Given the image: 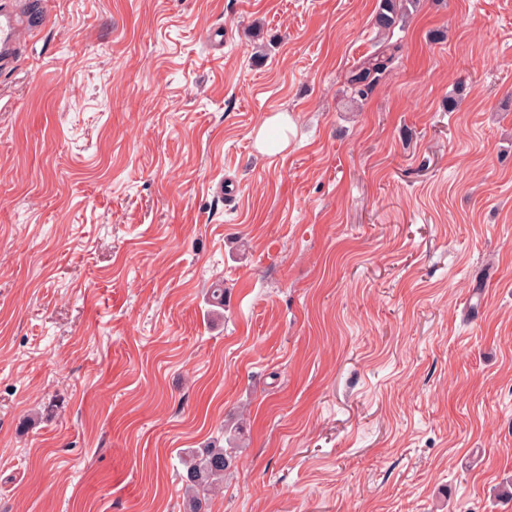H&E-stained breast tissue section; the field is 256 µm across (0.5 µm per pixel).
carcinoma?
I'll use <instances>...</instances> for the list:
<instances>
[{"mask_svg":"<svg viewBox=\"0 0 512 512\" xmlns=\"http://www.w3.org/2000/svg\"><path fill=\"white\" fill-rule=\"evenodd\" d=\"M415 0H378L374 26L377 29L378 49L349 76L351 94L364 97L379 77L399 58L400 45L391 42L394 29L402 27ZM181 480L188 499L185 512H206L208 496L219 489L224 476L233 465V456L224 448L207 446L191 452L183 462Z\"/></svg>","mask_w":512,"mask_h":512,"instance_id":"1","label":"carcinoma"}]
</instances>
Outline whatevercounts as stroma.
Segmentation results:
<instances>
[{
  "instance_id": "1",
  "label": "stroma",
  "mask_w": 512,
  "mask_h": 512,
  "mask_svg": "<svg viewBox=\"0 0 512 512\" xmlns=\"http://www.w3.org/2000/svg\"><path fill=\"white\" fill-rule=\"evenodd\" d=\"M27 4L0 512H512V0ZM417 0H379L374 26L377 29L378 49L349 76V87L353 97H365L399 58L400 45L390 40L396 27H403L410 14V6ZM233 458L226 449L216 446L191 452L190 459L183 462L185 469L181 476L188 493L185 512H206L208 496L219 489L233 465Z\"/></svg>"
}]
</instances>
